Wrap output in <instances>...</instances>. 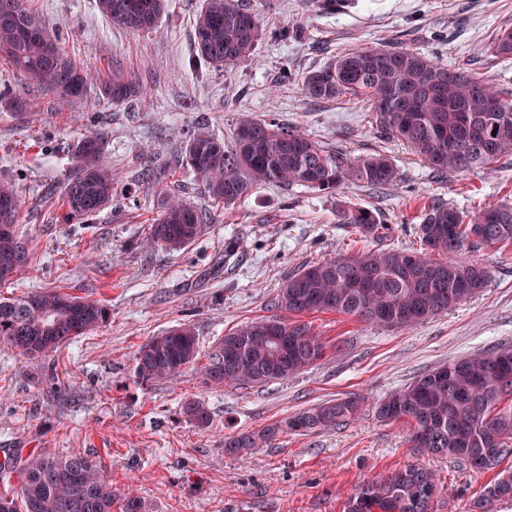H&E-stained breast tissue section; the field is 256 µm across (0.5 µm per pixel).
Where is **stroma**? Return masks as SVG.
<instances>
[{
  "label": "stroma",
  "mask_w": 512,
  "mask_h": 512,
  "mask_svg": "<svg viewBox=\"0 0 512 512\" xmlns=\"http://www.w3.org/2000/svg\"><path fill=\"white\" fill-rule=\"evenodd\" d=\"M248 2L262 39L249 61L217 71L194 49L202 0H168L157 28L140 32L113 25L96 0H29L80 67L103 78L116 68L131 73L147 95L119 105L92 91L64 98L0 59V92L27 97L34 112L23 119L0 106V180L17 188L19 229L30 253L26 271L0 294L61 288L112 310L105 327L73 339L38 367L0 345V455L74 448L89 454L112 483L113 512L130 492L141 512H345L360 485L410 463L437 475L431 512H475L494 471L417 453L410 425L380 421L373 407L434 367L512 346V245L469 250V259L490 271L487 287L416 326L306 315L324 355L294 377L211 389L193 369L151 386L134 374L138 349L172 327L192 325L205 355L224 334L282 316L278 294L304 266L418 246L431 203L472 211L512 202L511 162L439 177L409 147L377 133L367 103L349 96L312 101L300 91L306 72L340 52L396 45L449 67L467 66L511 94L512 58L494 57L488 46L500 28L512 27V0H346L332 12L321 0ZM246 116L276 119L350 158L385 154L399 179L384 186L348 181L332 193L263 185L213 212L204 235L186 248L154 244L149 226L166 194L179 190L202 208L208 199L184 167L140 182L150 154H180L202 124L231 140ZM90 132L107 139L116 196L97 215L66 224L61 187L69 149ZM352 206L377 213L378 235L363 237L337 223V211ZM349 394L364 404L346 424L305 435L288 431L242 456L224 452L225 436L261 431ZM193 395L210 408L207 427L180 413Z\"/></svg>",
  "instance_id": "35a3bbf8"
}]
</instances>
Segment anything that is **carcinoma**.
Listing matches in <instances>:
<instances>
[{
    "mask_svg": "<svg viewBox=\"0 0 512 512\" xmlns=\"http://www.w3.org/2000/svg\"><path fill=\"white\" fill-rule=\"evenodd\" d=\"M0 17V58L38 84L68 97L90 90L113 104L146 94L139 81L119 69L93 78L68 59L57 38L27 0H12ZM99 11L132 31L154 29L166 0H97ZM262 30L244 0H204L195 15L194 44L199 58L215 70L248 61ZM490 54L512 58V28L498 31ZM302 93L316 101L349 94L369 103L377 131L413 149L433 171L450 176L484 169L512 158V99L488 78L463 66L447 67L422 53L399 47L356 48L305 74ZM106 137L89 133L71 147L73 170L62 194L66 220L93 216L115 196L112 167L106 161ZM184 159L202 181L212 207L229 209L262 185L306 186L331 192L345 181L387 185L397 170L380 153L347 158L304 132L276 119H241L231 144L206 127L197 128L184 146ZM19 200L12 182L0 180V286L14 281L28 262L27 244L17 227ZM210 211L170 194L150 225L153 242L180 250L205 231ZM337 223L351 224L368 236L378 229L377 214L363 206L342 208ZM418 233L425 251L407 248L369 250L357 257L330 258L288 277L280 308L292 315L338 313L382 326L406 327L446 312L487 286L486 267L466 257L477 245L512 244V203L461 211L434 203L424 210ZM436 251L442 260L427 256ZM111 312L103 301L49 290L0 297V344L38 366L71 339L107 325ZM275 336H295L298 348L288 358L276 349ZM199 340L183 323L142 345L135 357L136 376L148 384L168 382L198 361ZM236 358L226 365L227 356ZM324 347L310 327L291 318L257 319L224 335L201 368L204 384L256 386L294 376L320 360ZM512 347L459 358L421 375L375 405V416L405 421L414 438H424L420 453L448 456L474 469L493 470L512 454ZM357 396L331 399L276 422L258 433L224 437V452L238 455L276 434L313 433L355 417ZM184 419L199 427L211 420L207 403L188 398ZM0 479L16 481L12 495L0 494L11 512H112V483L89 455L74 450L62 457L50 452L12 453L0 462ZM437 490L434 472L409 464L359 487L348 512H430L426 492ZM512 501V471L497 473L484 490L479 509Z\"/></svg>",
    "mask_w": 512,
    "mask_h": 512,
    "instance_id": "cac0c4a2",
    "label": "carcinoma"
}]
</instances>
